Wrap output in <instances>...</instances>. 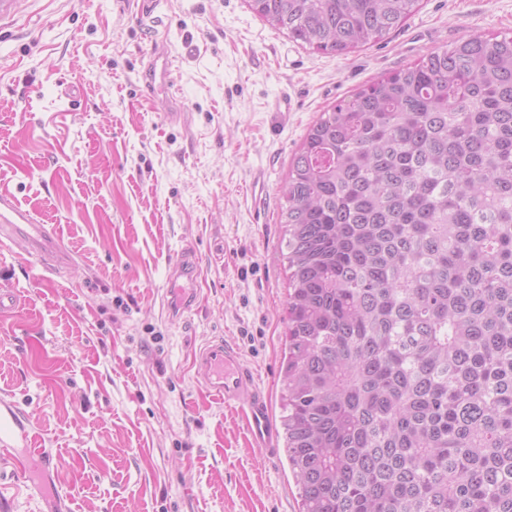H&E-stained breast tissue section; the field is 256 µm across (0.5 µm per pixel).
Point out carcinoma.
Wrapping results in <instances>:
<instances>
[{"label": "carcinoma", "instance_id": "cac0c4a2", "mask_svg": "<svg viewBox=\"0 0 512 512\" xmlns=\"http://www.w3.org/2000/svg\"><path fill=\"white\" fill-rule=\"evenodd\" d=\"M420 0H248L346 54ZM299 512H512V37L471 36L310 128L283 187Z\"/></svg>", "mask_w": 512, "mask_h": 512}]
</instances>
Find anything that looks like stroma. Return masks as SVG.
I'll use <instances>...</instances> for the list:
<instances>
[{
    "mask_svg": "<svg viewBox=\"0 0 512 512\" xmlns=\"http://www.w3.org/2000/svg\"><path fill=\"white\" fill-rule=\"evenodd\" d=\"M19 0L0 19V187L71 255L45 273L0 248V401L57 459L70 512H298L285 451L250 447L191 353L234 342L280 420L287 253L282 188L322 112L474 35L512 36V0H421L382 39L336 56L289 39L247 0ZM171 94L149 95L156 42ZM182 121L169 118L172 110ZM263 177L262 195L251 192ZM194 250L179 313L169 267Z\"/></svg>",
    "mask_w": 512,
    "mask_h": 512,
    "instance_id": "1",
    "label": "stroma"
}]
</instances>
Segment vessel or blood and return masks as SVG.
<instances>
[{
  "mask_svg": "<svg viewBox=\"0 0 512 512\" xmlns=\"http://www.w3.org/2000/svg\"><path fill=\"white\" fill-rule=\"evenodd\" d=\"M173 61L170 56H155L147 68L149 91H164L172 85ZM0 224L23 225L29 248L46 251L56 249L45 225L40 224L31 209L21 205L16 195L0 188ZM191 367L207 392L223 399L224 405L242 418L250 444L275 452L278 432L273 424L270 402L258 385L252 370L243 362L238 347L224 338H215L195 349ZM33 438L27 422L13 406H0V454L14 458L36 454L43 477L56 470L53 457L45 451H32Z\"/></svg>",
  "mask_w": 512,
  "mask_h": 512,
  "instance_id": "vessel-or-blood-1",
  "label": "vessel or blood"
}]
</instances>
